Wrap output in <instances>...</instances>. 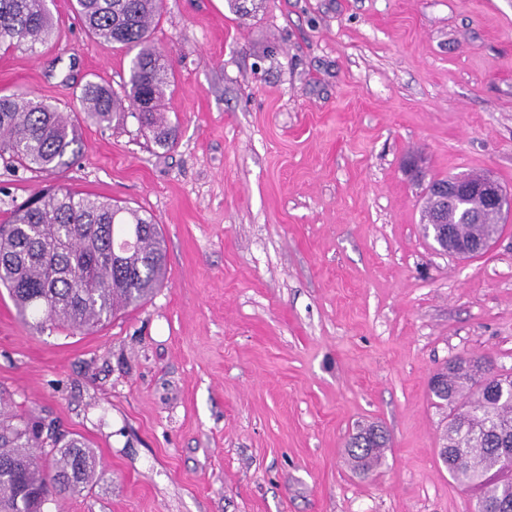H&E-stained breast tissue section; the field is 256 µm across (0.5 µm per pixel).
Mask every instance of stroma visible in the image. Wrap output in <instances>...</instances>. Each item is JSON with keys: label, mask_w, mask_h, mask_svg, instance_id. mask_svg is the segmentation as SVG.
Here are the masks:
<instances>
[{"label": "stroma", "mask_w": 512, "mask_h": 512, "mask_svg": "<svg viewBox=\"0 0 512 512\" xmlns=\"http://www.w3.org/2000/svg\"><path fill=\"white\" fill-rule=\"evenodd\" d=\"M50 9L48 43L0 49V95H123L129 55ZM152 40L172 148L128 116L54 175L0 164V221L59 183L167 250L164 286L89 335L23 325L0 288V392L112 479L48 512H473L429 380L460 354L512 376V214L485 253L438 252L403 161L512 193V0H162ZM371 422L390 447L362 476L344 445Z\"/></svg>", "instance_id": "1"}]
</instances>
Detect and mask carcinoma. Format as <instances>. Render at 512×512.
I'll return each mask as SVG.
<instances>
[{
	"label": "carcinoma",
	"mask_w": 512,
	"mask_h": 512,
	"mask_svg": "<svg viewBox=\"0 0 512 512\" xmlns=\"http://www.w3.org/2000/svg\"><path fill=\"white\" fill-rule=\"evenodd\" d=\"M161 0H73L72 9L96 39L133 56L126 97L141 125L162 147L173 145L175 128L162 107L170 92V61L151 39ZM47 0H0V47L7 50L48 41L54 33ZM81 109L62 112L27 95L0 96V160L48 175L72 164L81 151L80 126H109L125 116L123 100L107 87L87 82ZM482 224H454L455 239L473 243ZM166 250L160 226L137 209L50 186L12 211L0 224V287L24 323H49L90 334L118 312L141 305L163 286ZM478 365L466 373L437 371L430 379L436 405L448 411L440 438L448 449V474L479 491L474 512H512V377L499 376L503 396L489 392ZM368 438L355 433L345 448L358 472L386 460L389 437L370 425ZM47 448L44 457L33 453ZM104 481L93 450L82 440L60 436L0 407V512H45L54 496L76 495Z\"/></svg>",
	"instance_id": "obj_1"
}]
</instances>
